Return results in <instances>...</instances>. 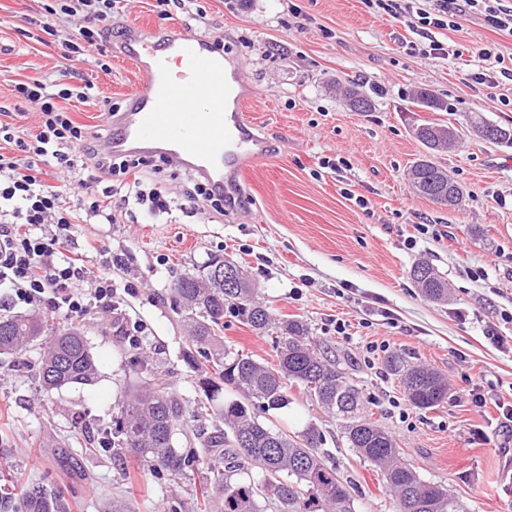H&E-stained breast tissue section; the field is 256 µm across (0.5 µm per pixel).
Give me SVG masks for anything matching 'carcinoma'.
<instances>
[{
	"instance_id": "obj_1",
	"label": "carcinoma",
	"mask_w": 512,
	"mask_h": 512,
	"mask_svg": "<svg viewBox=\"0 0 512 512\" xmlns=\"http://www.w3.org/2000/svg\"><path fill=\"white\" fill-rule=\"evenodd\" d=\"M345 99L353 112L372 109L370 96L358 83L345 87ZM413 102L434 112L448 111V103L429 90L415 92ZM490 126L502 135L501 143L512 145V125L481 117L472 121L479 136ZM413 136L430 150L457 140L448 125L434 121L416 125ZM407 176L417 194L438 204H447L448 192L457 189L445 169L425 159L414 163ZM225 264L213 257L204 265L205 274L186 273L173 288V307L187 324L191 345L212 368L199 380L197 398L190 404L148 379L118 404L112 438L98 444L123 448L142 465L171 477L203 472L201 512H208L214 498L223 501L221 512H263L265 504L278 512H357L348 481L324 458L322 431L311 425L292 436L262 420L290 404L295 385L339 420L348 447L381 472L399 512H467L447 488L424 481L400 458L394 438L367 413L362 390L336 360L317 352L303 322L273 317L255 300L242 268L230 288L214 277ZM410 276L425 297H448V281L429 262H417ZM227 311L255 332L276 331L275 364L224 346L220 333ZM46 334L50 340L41 360L42 385L93 384L97 365L83 332L72 325L50 328L37 313L0 316V354L20 351ZM386 369L400 379L408 401L419 410L434 409L448 398L447 380L430 368L394 353ZM175 423L178 431L192 432V448L169 440L168 429ZM22 503L24 512H59L57 496L38 483L23 488Z\"/></svg>"
}]
</instances>
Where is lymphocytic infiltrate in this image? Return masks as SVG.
I'll return each instance as SVG.
<instances>
[{"mask_svg":"<svg viewBox=\"0 0 512 512\" xmlns=\"http://www.w3.org/2000/svg\"><path fill=\"white\" fill-rule=\"evenodd\" d=\"M381 15L415 18L420 29H453L468 12L483 16L495 31L512 37V0H364ZM114 0H61L60 13L81 15L83 24L65 40L69 57L83 61L88 49L106 54L112 35ZM90 83L76 85L61 79L19 84L21 97L40 110V130L25 139L0 123V138L14 144L12 154L0 153V288L11 304L84 319L114 310L119 289L112 283V259L99 251L96 264L86 265L69 249L76 211L102 223H112L78 180L67 185L48 183V169L76 170L96 161L105 176L127 174L139 160L113 163L101 157L98 142L86 125L61 108L64 100L86 99ZM92 281L90 292L81 285Z\"/></svg>","mask_w":512,"mask_h":512,"instance_id":"f902f5d3","label":"lymphocytic infiltrate"}]
</instances>
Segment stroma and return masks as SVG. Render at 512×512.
Masks as SVG:
<instances>
[{"label":"stroma","instance_id":"obj_1","mask_svg":"<svg viewBox=\"0 0 512 512\" xmlns=\"http://www.w3.org/2000/svg\"><path fill=\"white\" fill-rule=\"evenodd\" d=\"M50 0H0V121L15 135L36 133L38 114L17 98L22 82L59 78L77 69L92 90L68 102L77 121L96 128L108 108L121 109L135 82L131 61L110 54L108 70L94 59L71 65L61 39L74 22H55L47 37ZM177 24L222 39L224 50L257 87L251 118L271 157L250 177L242 196L246 216L211 208L183 210L187 173L172 163L132 170L145 186H161L166 210L146 216L136 203L109 224L78 221L72 245L87 241L119 262L116 287L134 283L115 314L80 321L95 356L90 385L47 389L39 381L43 354L34 343L0 355V501L20 512V489L38 481L61 496L62 512H108L122 499L128 512H194V479L173 484L110 448H87V437L111 425L125 386L138 381L134 357L152 364L169 391L194 400L205 362L189 359L185 327L172 306V287L198 273L210 257L241 265L258 301L277 317L307 324L321 352L336 359L362 389L374 419L395 438L404 462L420 476L448 486L468 512H512V435L499 427L495 399L512 396V352L496 349L488 330L512 336V147L477 138L471 116L512 124V81L480 85L481 48L512 59V38L490 30L481 15H462L455 29L436 31L448 48L432 59L411 53L422 38L407 21L379 15L364 0H188L161 16L156 0H118L112 33L132 22ZM363 84L374 101L351 111L335 81ZM447 101L448 111L418 108L412 90ZM422 120L454 126L460 142L429 152L412 134ZM447 170L463 191L448 209L414 192L406 172L422 158ZM425 259L447 278L445 301L422 296L409 276ZM141 323L140 344L119 331ZM224 343L271 361L270 337L233 314L224 316ZM440 371L447 402L421 412L407 400L384 361L389 354ZM484 394L477 408L465 391ZM273 425L296 434L323 431L328 463L350 481L357 512H397L380 474L348 448L338 420L293 389Z\"/></svg>","mask_w":512,"mask_h":512}]
</instances>
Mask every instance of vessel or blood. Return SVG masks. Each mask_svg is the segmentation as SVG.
I'll use <instances>...</instances> for the list:
<instances>
[{
    "mask_svg": "<svg viewBox=\"0 0 512 512\" xmlns=\"http://www.w3.org/2000/svg\"><path fill=\"white\" fill-rule=\"evenodd\" d=\"M117 53L133 62L138 82L125 109L103 117L107 155L168 156L235 207L269 157L249 117L255 90L227 77L241 63L225 59L210 37L146 23L130 25Z\"/></svg>",
    "mask_w": 512,
    "mask_h": 512,
    "instance_id": "vessel-or-blood-1",
    "label": "vessel or blood"
}]
</instances>
